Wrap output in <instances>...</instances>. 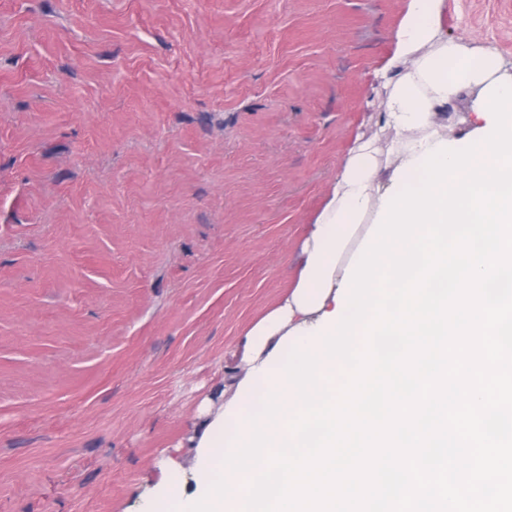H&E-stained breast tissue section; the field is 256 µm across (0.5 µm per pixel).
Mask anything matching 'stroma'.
<instances>
[{
    "instance_id": "1",
    "label": "stroma",
    "mask_w": 512,
    "mask_h": 512,
    "mask_svg": "<svg viewBox=\"0 0 512 512\" xmlns=\"http://www.w3.org/2000/svg\"><path fill=\"white\" fill-rule=\"evenodd\" d=\"M408 0H0V512H149L296 283ZM441 29L512 61V0Z\"/></svg>"
}]
</instances>
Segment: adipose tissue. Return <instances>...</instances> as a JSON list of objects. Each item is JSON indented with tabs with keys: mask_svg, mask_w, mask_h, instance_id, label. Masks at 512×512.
Masks as SVG:
<instances>
[{
	"mask_svg": "<svg viewBox=\"0 0 512 512\" xmlns=\"http://www.w3.org/2000/svg\"><path fill=\"white\" fill-rule=\"evenodd\" d=\"M444 0H410L397 32L396 57L403 66L390 79L384 121L396 132L388 153L396 165L391 184L418 186L421 163L428 149L447 141L438 113L447 111L460 90L477 89L472 100L471 137H479L488 119L481 107L492 80L512 84V67L495 48H475L461 38L440 31ZM382 161L372 142L355 143L336 176L327 202L318 213L298 255L299 276L282 302L257 322L243 342L246 370L234 381L235 396L217 411L207 413L193 439L195 481L191 493L159 495L164 512H239L243 494L242 473L221 464L224 453L238 451L250 440L253 428H262L282 444L285 424L302 408L294 385L283 370L291 348L322 352L323 338L334 331L339 310L346 307L350 287L344 274L355 266L365 237L382 213L386 193L381 190ZM274 391L282 406L276 420L263 417L260 397ZM258 414L257 426L244 423L246 414Z\"/></svg>",
	"mask_w": 512,
	"mask_h": 512,
	"instance_id": "1",
	"label": "adipose tissue"
}]
</instances>
